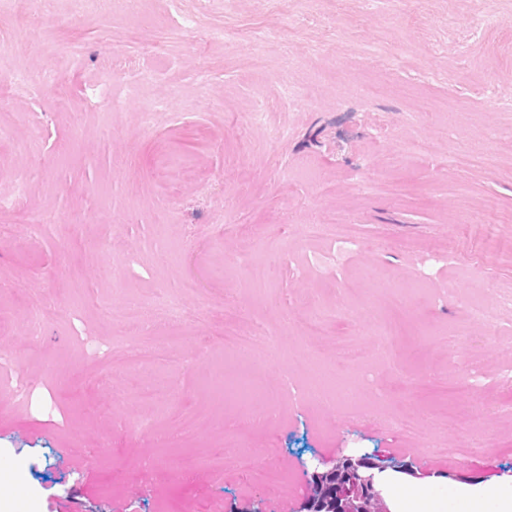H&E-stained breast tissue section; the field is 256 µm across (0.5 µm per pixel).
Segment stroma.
Masks as SVG:
<instances>
[{
	"label": "stroma",
	"mask_w": 512,
	"mask_h": 512,
	"mask_svg": "<svg viewBox=\"0 0 512 512\" xmlns=\"http://www.w3.org/2000/svg\"><path fill=\"white\" fill-rule=\"evenodd\" d=\"M1 51L0 512H299L364 453L448 512L512 482V0H0Z\"/></svg>",
	"instance_id": "1"
}]
</instances>
